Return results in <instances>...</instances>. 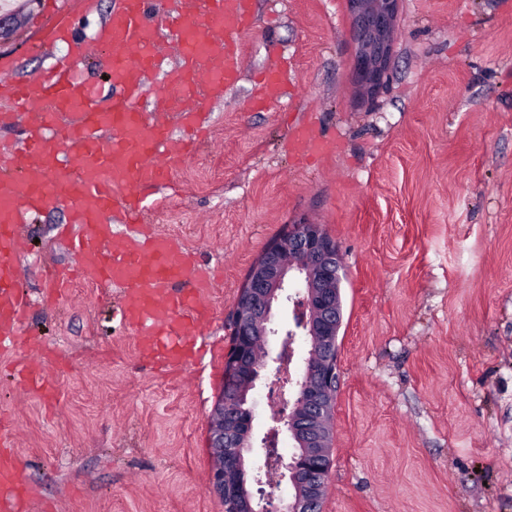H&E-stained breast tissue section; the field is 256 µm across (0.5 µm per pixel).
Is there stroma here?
I'll use <instances>...</instances> for the list:
<instances>
[{
  "instance_id": "1",
  "label": "stroma",
  "mask_w": 512,
  "mask_h": 512,
  "mask_svg": "<svg viewBox=\"0 0 512 512\" xmlns=\"http://www.w3.org/2000/svg\"><path fill=\"white\" fill-rule=\"evenodd\" d=\"M53 0H0V65L30 79L64 58L30 39ZM242 78L211 100L212 134L143 190V233L219 270L200 358L143 361L119 291L42 298L44 267L77 259L65 209L21 227L25 347L0 348L27 512H224L208 489V416L247 272L288 224L324 225L344 260L339 386L322 512H512V0H401L386 84L354 81L346 0H255ZM288 94L258 108V78ZM312 127L328 151L295 156ZM51 397L21 394L26 347Z\"/></svg>"
}]
</instances>
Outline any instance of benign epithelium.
<instances>
[{"label": "benign epithelium", "mask_w": 512, "mask_h": 512, "mask_svg": "<svg viewBox=\"0 0 512 512\" xmlns=\"http://www.w3.org/2000/svg\"><path fill=\"white\" fill-rule=\"evenodd\" d=\"M355 43L353 68L358 86L375 94L391 67L394 32L401 0H346ZM342 258L323 225L304 218L288 225L250 267L234 303L230 347L224 357L220 394L208 417L207 447L215 461L209 489L226 512H321L330 466V417L338 387L337 340L341 323ZM292 303L293 324L274 320L273 309ZM309 350L300 378L272 415L269 439L287 431L302 455L281 461L267 479H286L287 501L261 504L249 497L246 455L252 408L249 398L260 372L279 376L298 333ZM275 339L280 349L253 357L255 343Z\"/></svg>", "instance_id": "obj_1"}]
</instances>
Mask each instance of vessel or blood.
Here are the masks:
<instances>
[{"label": "vessel or blood", "mask_w": 512, "mask_h": 512, "mask_svg": "<svg viewBox=\"0 0 512 512\" xmlns=\"http://www.w3.org/2000/svg\"><path fill=\"white\" fill-rule=\"evenodd\" d=\"M253 0H117L93 42L110 52L112 103L101 108L79 63L89 42L74 32L90 0H69L45 26L44 38L73 53L34 78L0 76V128L22 126L19 142L0 145V344L12 341L29 301L16 283L28 212L64 205L77 230L69 246L76 266L46 269L42 288L54 298L75 281L120 289L140 350L165 366L191 357L188 331L200 322L209 272L166 236H144L141 187L171 178L172 158L194 153L174 124L202 130L204 100L241 79L240 39L253 21ZM287 92L284 75L267 70L259 102ZM127 227L112 234L113 220ZM24 389L47 390L42 359L19 369ZM32 487L18 473L9 429L0 428V512H21Z\"/></svg>", "instance_id": "1"}]
</instances>
